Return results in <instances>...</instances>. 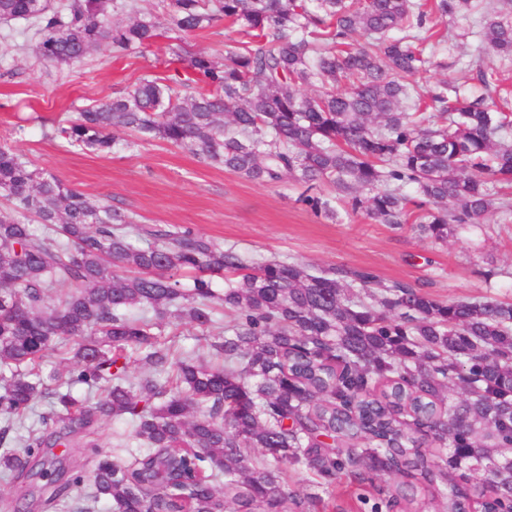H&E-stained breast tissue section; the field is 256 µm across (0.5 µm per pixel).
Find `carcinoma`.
<instances>
[{"label": "carcinoma", "mask_w": 512, "mask_h": 512, "mask_svg": "<svg viewBox=\"0 0 512 512\" xmlns=\"http://www.w3.org/2000/svg\"><path fill=\"white\" fill-rule=\"evenodd\" d=\"M161 2L164 29L150 13L106 16L109 3L124 12V0H0L1 21L35 20L49 62L103 44L123 56L167 33L221 26L238 36L221 64L174 50L184 74L147 75L82 109L57 137L110 154L132 145L130 133L249 181L291 178L316 214L333 212L313 193L328 185L351 211L413 224L436 242L452 224L512 212L495 186L512 181V115L458 85L418 83L435 65L419 0ZM471 4L432 0V11L445 18ZM482 45L512 55V17L486 19ZM308 85L318 92L302 93ZM0 193L13 204L0 213L1 471L23 478L49 448H94L97 422L119 419L149 451L130 466L98 460L93 498L112 512H316L347 473L374 490L357 495L358 512L435 502L512 512V303L376 288L372 273L344 267H251L189 227H139L2 146ZM226 272L236 280L219 294L214 278ZM172 315L214 337L222 363L175 357L164 338ZM56 352L69 362L65 381L38 371ZM134 357L169 382L126 383ZM77 385L103 386L106 397L82 403ZM47 391L54 411L42 429L8 439V423ZM290 468L312 475L318 493L284 490ZM384 474L403 481L375 485ZM81 483H60L46 507Z\"/></svg>", "instance_id": "obj_1"}]
</instances>
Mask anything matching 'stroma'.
<instances>
[{
    "instance_id": "obj_1",
    "label": "stroma",
    "mask_w": 512,
    "mask_h": 512,
    "mask_svg": "<svg viewBox=\"0 0 512 512\" xmlns=\"http://www.w3.org/2000/svg\"><path fill=\"white\" fill-rule=\"evenodd\" d=\"M501 9V0H476L467 14L430 15L428 27L449 42L437 50L436 67L421 73L419 83L456 81L473 95L489 93L498 107L512 111V58L481 44L484 18ZM234 39L223 29H204L160 39L120 59L103 45L80 61L56 64L40 56L29 22L0 23V146L92 202L111 204L143 224L192 228L253 266L277 260L305 264L313 273L344 266L369 271L382 285L399 281L420 287L441 301L489 295L512 302V218L504 213H489L480 229L452 226L447 242L436 243L412 225L383 224L341 207L335 217L315 216L298 203L302 187L293 181H248L160 140L98 155L53 138L54 127L74 119L80 109L132 88L144 75L173 74V48L220 62ZM481 69L497 72L495 88L483 90L476 79ZM95 438L93 448L54 450L70 472L83 476V492L66 512H107L106 504L91 499L94 460L105 455L128 465L144 450L131 426L118 419L102 421Z\"/></svg>"
}]
</instances>
